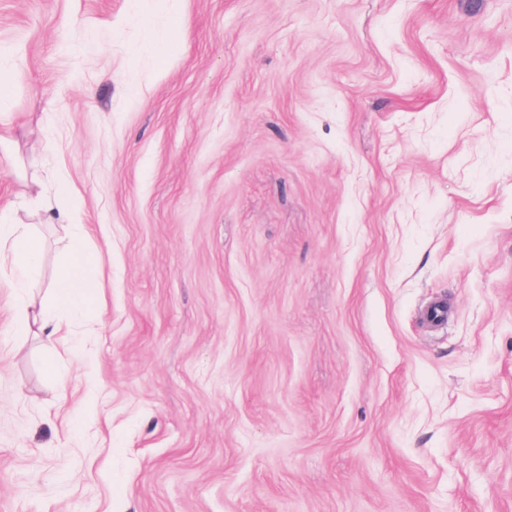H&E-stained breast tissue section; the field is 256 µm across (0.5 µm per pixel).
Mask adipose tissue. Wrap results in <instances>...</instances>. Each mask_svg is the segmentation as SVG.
Instances as JSON below:
<instances>
[{"label":"adipose tissue","mask_w":512,"mask_h":512,"mask_svg":"<svg viewBox=\"0 0 512 512\" xmlns=\"http://www.w3.org/2000/svg\"><path fill=\"white\" fill-rule=\"evenodd\" d=\"M45 183L44 177L33 178L36 202L28 208H19L12 200L0 203V272L8 274L7 287L28 282L40 263L34 225L58 223L73 227L68 257L54 284L52 302L37 308L21 307L16 316V333L35 329L50 338L61 329V313L74 312L85 304L89 288L97 284L99 260L82 246L84 226L79 222V204L74 202L58 210L44 204L41 197Z\"/></svg>","instance_id":"adipose-tissue-1"}]
</instances>
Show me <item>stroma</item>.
Listing matches in <instances>:
<instances>
[{
  "label": "stroma",
  "mask_w": 512,
  "mask_h": 512,
  "mask_svg": "<svg viewBox=\"0 0 512 512\" xmlns=\"http://www.w3.org/2000/svg\"><path fill=\"white\" fill-rule=\"evenodd\" d=\"M0 66L101 259L50 341L69 229L0 286V512H512V0H0Z\"/></svg>",
  "instance_id": "35a3bbf8"
}]
</instances>
